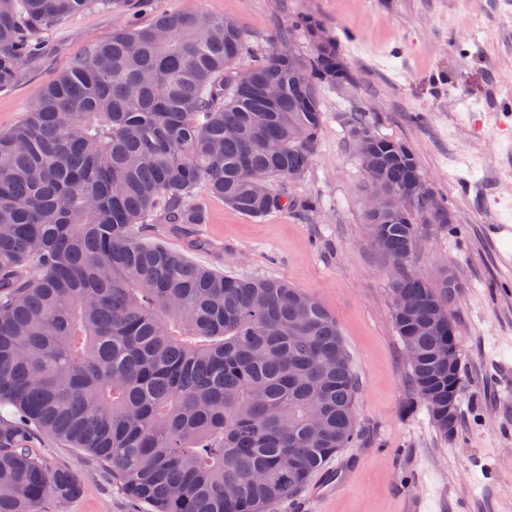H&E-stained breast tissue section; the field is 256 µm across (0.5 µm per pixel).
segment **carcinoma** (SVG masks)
<instances>
[{"mask_svg": "<svg viewBox=\"0 0 512 512\" xmlns=\"http://www.w3.org/2000/svg\"><path fill=\"white\" fill-rule=\"evenodd\" d=\"M96 7L112 0H0V90L44 35ZM311 44L307 57L272 46L240 82L247 35L223 17L122 25L0 132V406L19 416H0V512H64L80 492L75 472L33 450L38 435L89 453L151 512H262L354 442L358 379L320 302L143 242L152 223H204L200 184L252 218L313 207L274 189L307 171L321 91L348 74L335 41ZM346 128L368 138V190L391 199L365 223L392 290L415 300L391 311L415 354L411 396L452 436L459 283L407 269L420 226L448 223V208L405 194L415 155L366 113Z\"/></svg>", "mask_w": 512, "mask_h": 512, "instance_id": "1", "label": "carcinoma"}]
</instances>
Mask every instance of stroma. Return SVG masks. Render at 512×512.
I'll return each instance as SVG.
<instances>
[{
	"label": "stroma",
	"instance_id": "1",
	"mask_svg": "<svg viewBox=\"0 0 512 512\" xmlns=\"http://www.w3.org/2000/svg\"><path fill=\"white\" fill-rule=\"evenodd\" d=\"M117 0L74 15L49 33L44 53L0 92V130L18 123L41 88L78 52L109 39L127 14L207 13L235 19L250 68L300 14L335 40L353 78L321 92L325 117L304 177L280 183L309 212L251 218L211 196L194 201L201 224L175 231L152 224L143 239L238 277L278 279L318 299L335 316L359 379L358 437L294 497L263 512H405L433 498L434 512H512V133L501 110L512 97V0ZM364 112L383 135L415 154L448 226L422 228L412 273L452 272L459 328L462 419L453 437L423 403L404 410L409 368L390 321L392 263L373 247L364 220L368 187L344 120ZM35 451L77 472L81 491L66 512H148L84 451L40 438Z\"/></svg>",
	"mask_w": 512,
	"mask_h": 512
}]
</instances>
